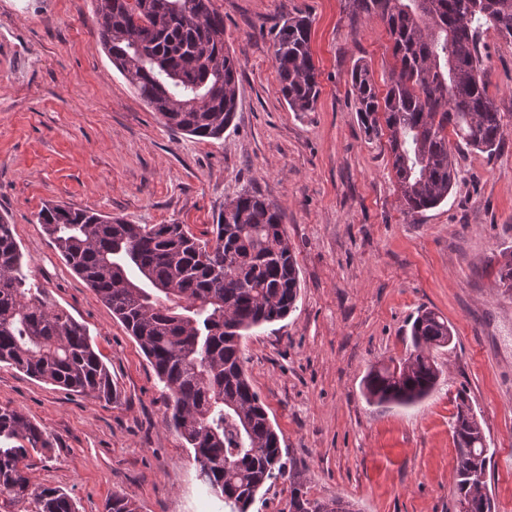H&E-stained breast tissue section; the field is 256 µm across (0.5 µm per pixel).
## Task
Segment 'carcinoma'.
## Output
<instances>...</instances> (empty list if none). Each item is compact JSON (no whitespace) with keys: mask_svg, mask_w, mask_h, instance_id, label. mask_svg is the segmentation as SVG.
<instances>
[{"mask_svg":"<svg viewBox=\"0 0 512 512\" xmlns=\"http://www.w3.org/2000/svg\"><path fill=\"white\" fill-rule=\"evenodd\" d=\"M354 17L381 19L395 60L384 97L368 66L356 63L350 90L368 134L388 135L392 170L406 213L448 198L457 177L448 133L490 153L504 141L505 113L481 77L483 28L512 39V0H345ZM99 41L112 65L168 127L217 139L238 107L240 64L224 49V15L213 0H95ZM310 16L295 11L272 31L279 92L294 112H310L321 90ZM38 223L71 269L135 338L167 392L165 422L192 448L208 492L227 512H249L267 482L288 476L289 512H353L342 497L312 499L285 472L277 432L244 368V332L285 319L299 278L277 208L244 192L224 206L214 239L182 224H130L91 209L46 204ZM497 277L512 290V251ZM451 329L431 310L411 325L413 351L369 371L367 399L413 405L434 390L431 350ZM79 395L112 394V378L88 330L28 282L14 229L0 217V364ZM466 393L453 421L458 512H492L477 481L487 476L481 423L467 419ZM49 447L23 412L0 406V502L31 512H76L59 487L32 486L30 453ZM105 512H136L112 493Z\"/></svg>","mask_w":512,"mask_h":512,"instance_id":"obj_1","label":"carcinoma"}]
</instances>
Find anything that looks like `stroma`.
<instances>
[{"label":"stroma","mask_w":512,"mask_h":512,"mask_svg":"<svg viewBox=\"0 0 512 512\" xmlns=\"http://www.w3.org/2000/svg\"><path fill=\"white\" fill-rule=\"evenodd\" d=\"M238 58V110L218 139L166 127L113 67L93 0H0V215L14 226L30 281L88 329L112 375V399L77 395L0 366V406L44 428L36 487L63 488L78 512L113 492L137 512H224L164 422L165 389L136 340L61 258L38 211L49 202L133 224H184L209 240L244 191L275 205L297 262L300 296L284 320L250 331L244 365L310 497L356 512H454L456 395L466 391L492 455L493 512H512V291L496 281L512 250V126L494 153L457 152L447 200L407 214L386 137H368L349 76L384 87L395 63L386 25L353 21L343 0H214ZM312 19L321 93L294 112L278 91L271 29ZM483 80L512 117V40L483 33ZM431 309L451 345L412 407L371 404L363 381L410 353V320Z\"/></svg>","instance_id":"stroma-1"}]
</instances>
